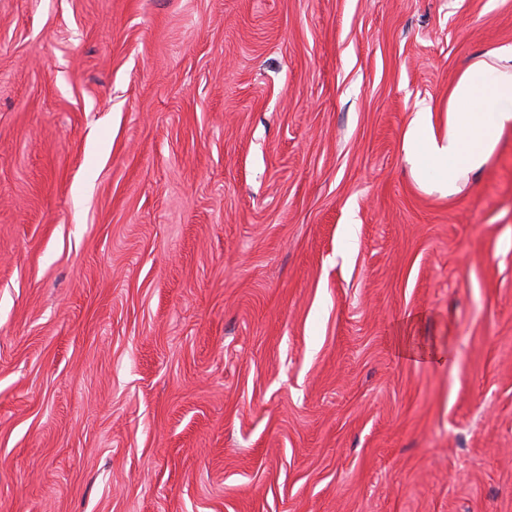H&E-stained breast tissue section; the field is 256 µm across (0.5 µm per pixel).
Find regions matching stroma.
Here are the masks:
<instances>
[{
	"label": "stroma",
	"mask_w": 512,
	"mask_h": 512,
	"mask_svg": "<svg viewBox=\"0 0 512 512\" xmlns=\"http://www.w3.org/2000/svg\"><path fill=\"white\" fill-rule=\"evenodd\" d=\"M510 45L512 0H0V512H512V130L451 196L402 150Z\"/></svg>",
	"instance_id": "obj_1"
}]
</instances>
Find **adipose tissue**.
I'll return each mask as SVG.
<instances>
[{"instance_id": "obj_1", "label": "adipose tissue", "mask_w": 512, "mask_h": 512, "mask_svg": "<svg viewBox=\"0 0 512 512\" xmlns=\"http://www.w3.org/2000/svg\"><path fill=\"white\" fill-rule=\"evenodd\" d=\"M512 129V46L475 58L448 94L444 123L420 102L402 149L416 181L448 195L460 191Z\"/></svg>"}]
</instances>
